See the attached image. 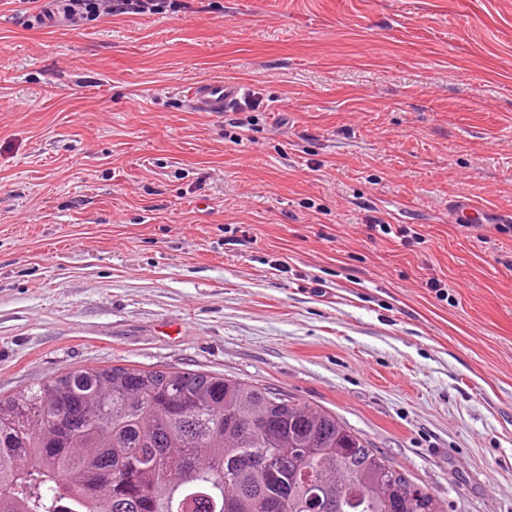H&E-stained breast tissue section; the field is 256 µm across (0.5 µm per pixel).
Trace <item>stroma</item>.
<instances>
[{"mask_svg":"<svg viewBox=\"0 0 512 512\" xmlns=\"http://www.w3.org/2000/svg\"><path fill=\"white\" fill-rule=\"evenodd\" d=\"M184 2L0 0V394L221 374L335 413L443 512H512V230L448 212L512 210V0ZM217 79L246 105L197 111ZM174 1L177 0H21L22 3L31 4L46 2L33 7L39 10L34 18L41 24L58 23L62 14V20L71 25L96 20L103 14H162L167 8L174 10L181 6ZM449 211L456 224H511L512 211L498 212L479 207L471 195H461L451 201Z\"/></svg>","mask_w":512,"mask_h":512,"instance_id":"1","label":"stroma"}]
</instances>
